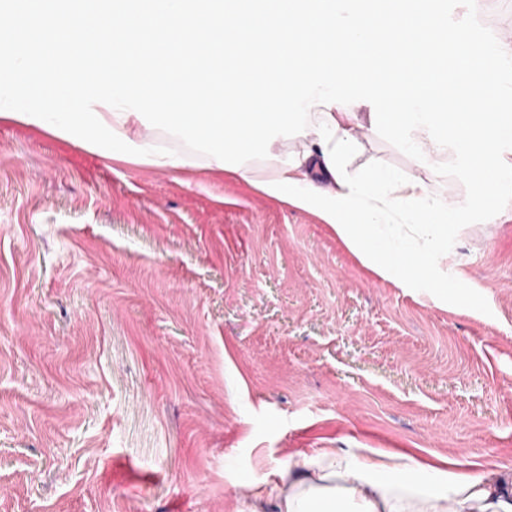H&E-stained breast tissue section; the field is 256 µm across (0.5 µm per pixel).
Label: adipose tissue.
Returning <instances> with one entry per match:
<instances>
[{
  "label": "adipose tissue",
  "mask_w": 512,
  "mask_h": 512,
  "mask_svg": "<svg viewBox=\"0 0 512 512\" xmlns=\"http://www.w3.org/2000/svg\"><path fill=\"white\" fill-rule=\"evenodd\" d=\"M511 69V39L475 44L436 0H0L1 117L111 159L194 167L154 145L161 124L217 170L318 214L380 276L434 299L452 286L443 262L456 209L432 197L429 179L464 157L466 177L485 179L487 221L500 217L512 185V86L500 75ZM299 114L314 119L312 145L255 180L244 159L271 152ZM366 123L396 132L425 177L350 174ZM280 474L287 493L251 484L244 512L269 501L276 512H512L504 466L336 448L292 455Z\"/></svg>",
  "instance_id": "obj_1"
}]
</instances>
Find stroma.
Masks as SVG:
<instances>
[{
    "mask_svg": "<svg viewBox=\"0 0 512 512\" xmlns=\"http://www.w3.org/2000/svg\"><path fill=\"white\" fill-rule=\"evenodd\" d=\"M512 38L505 0H447ZM350 173L417 176L361 134ZM138 167L0 118V512H237L298 452L512 465V187L449 159L448 296L380 277L314 212L199 152Z\"/></svg>",
    "mask_w": 512,
    "mask_h": 512,
    "instance_id": "stroma-1",
    "label": "stroma"
}]
</instances>
